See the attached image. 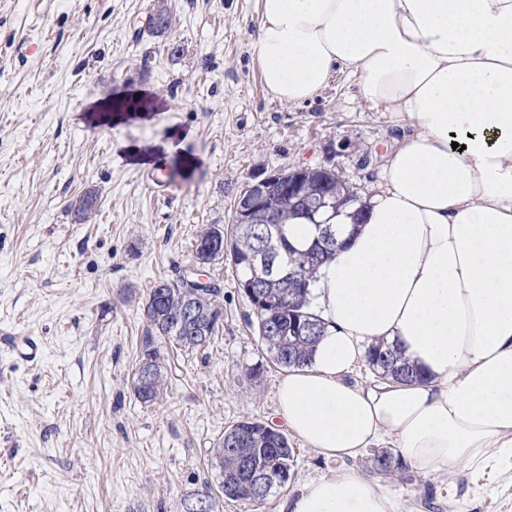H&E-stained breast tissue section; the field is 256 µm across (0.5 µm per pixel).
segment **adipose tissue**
<instances>
[{"instance_id": "obj_1", "label": "adipose tissue", "mask_w": 512, "mask_h": 512, "mask_svg": "<svg viewBox=\"0 0 512 512\" xmlns=\"http://www.w3.org/2000/svg\"><path fill=\"white\" fill-rule=\"evenodd\" d=\"M266 91L296 104L349 73L399 135L316 283L327 329L278 385V415L318 454L392 440L427 473L512 459V0H259ZM378 340L425 381L348 384ZM289 512H398L349 471Z\"/></svg>"}]
</instances>
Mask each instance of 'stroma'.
<instances>
[{
  "instance_id": "1",
  "label": "stroma",
  "mask_w": 512,
  "mask_h": 512,
  "mask_svg": "<svg viewBox=\"0 0 512 512\" xmlns=\"http://www.w3.org/2000/svg\"><path fill=\"white\" fill-rule=\"evenodd\" d=\"M158 1L0 0V512H177L227 428L276 421L285 370L265 363L231 264L207 270L218 337L193 352L159 342L169 386L150 405L131 390L142 300L182 277L203 228L231 224L251 176L332 167L363 194L394 144L347 74L301 104L266 91L258 0H162L174 27L156 36ZM91 190L97 209L77 221ZM14 336L36 337L40 359L17 355ZM288 441L287 486L224 512H279L393 447L343 463ZM375 483L401 512H512L507 466Z\"/></svg>"
}]
</instances>
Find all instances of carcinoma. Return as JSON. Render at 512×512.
Segmentation results:
<instances>
[{"instance_id":"1","label":"carcinoma","mask_w":512,"mask_h":512,"mask_svg":"<svg viewBox=\"0 0 512 512\" xmlns=\"http://www.w3.org/2000/svg\"><path fill=\"white\" fill-rule=\"evenodd\" d=\"M303 180L320 193H330L336 205L344 204L348 185L338 172L313 167L303 173ZM277 203L276 220L282 226L281 241L265 239L259 224L250 225L248 230L235 223L228 230L214 226L197 236L194 257L207 265L230 260L237 281L242 283L254 279V254L264 248L278 252L283 268L280 279L256 285L249 302L257 309L256 331L269 357L284 368L302 367L310 362L312 348L324 331V322L314 311L315 297L310 287L318 281L320 270L336 255L337 245L313 244L304 250L284 249L280 242H288V219L307 214L309 210L300 202L288 200L286 194L278 197ZM145 307L152 315L146 319L142 349L154 348L155 358L143 387L138 385L143 367L136 364L132 389L139 402L153 404L167 389L166 368L156 349V340L161 337L191 351L206 346L214 341L220 326L224 325V306L221 289L216 285L208 282L191 288L181 278L173 282L162 280L160 285L149 288ZM304 321L309 322L311 331L300 334L294 323ZM366 358L372 368L397 382L424 380L423 373L393 344L383 341L372 344ZM211 459L217 464L220 500L242 499L260 504L288 483L294 449L286 435L257 421H242L224 431V436L211 450ZM247 462L251 464L249 469L245 467ZM374 464V471L384 477L394 475L403 467L400 459L388 450L378 453ZM255 472L268 479L267 489H257L243 499L238 485L252 480Z\"/></svg>"}]
</instances>
